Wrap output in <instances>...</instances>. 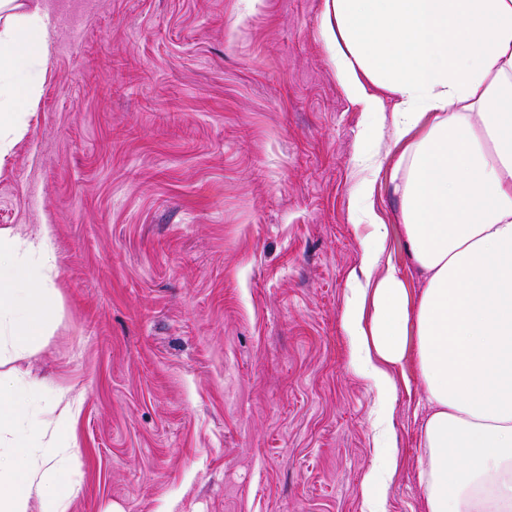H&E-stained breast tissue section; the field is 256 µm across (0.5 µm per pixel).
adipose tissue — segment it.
<instances>
[{"label": "adipose tissue", "instance_id": "adipose-tissue-1", "mask_svg": "<svg viewBox=\"0 0 512 512\" xmlns=\"http://www.w3.org/2000/svg\"><path fill=\"white\" fill-rule=\"evenodd\" d=\"M321 32L370 134L390 136L399 234L421 288L381 263L389 227L371 228L342 320L351 362L375 387L415 355L427 405L426 512H512V0H325ZM51 47L41 0H0V157L16 143ZM392 106H385L381 91ZM54 260L50 232L0 230V355L42 336L51 288L31 258ZM39 384L0 372V512H67L78 483L66 404L48 440Z\"/></svg>", "mask_w": 512, "mask_h": 512}]
</instances>
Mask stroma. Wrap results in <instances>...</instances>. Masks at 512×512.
Returning <instances> with one entry per match:
<instances>
[{
    "instance_id": "stroma-1",
    "label": "stroma",
    "mask_w": 512,
    "mask_h": 512,
    "mask_svg": "<svg viewBox=\"0 0 512 512\" xmlns=\"http://www.w3.org/2000/svg\"><path fill=\"white\" fill-rule=\"evenodd\" d=\"M51 54L0 158V229L49 228L55 289L35 349L0 372L77 398L68 512H425L427 408L414 360L385 395L342 313L375 182L396 230L388 139L321 38L325 0H48ZM381 169L356 163L360 148ZM391 405L387 424L376 417Z\"/></svg>"
}]
</instances>
